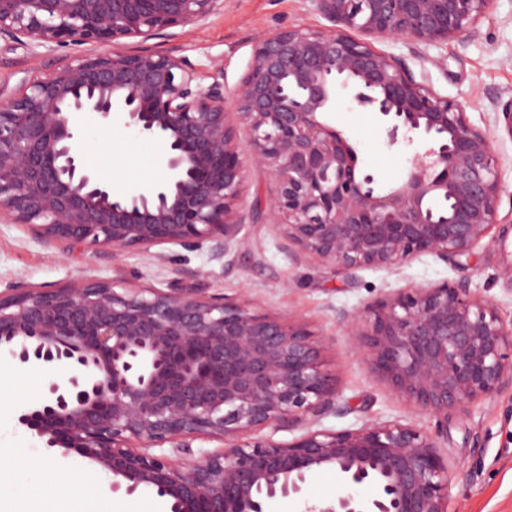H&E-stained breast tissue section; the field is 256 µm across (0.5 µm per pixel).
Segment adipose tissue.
I'll list each match as a JSON object with an SVG mask.
<instances>
[{
	"label": "adipose tissue",
	"mask_w": 512,
	"mask_h": 512,
	"mask_svg": "<svg viewBox=\"0 0 512 512\" xmlns=\"http://www.w3.org/2000/svg\"><path fill=\"white\" fill-rule=\"evenodd\" d=\"M16 447H0V512H100L101 497L91 483L77 482L63 472L48 473L46 481L24 482L10 463Z\"/></svg>",
	"instance_id": "ef3b65f1"
}]
</instances>
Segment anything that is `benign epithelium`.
I'll use <instances>...</instances> for the list:
<instances>
[{"label":"benign epithelium","mask_w":512,"mask_h":512,"mask_svg":"<svg viewBox=\"0 0 512 512\" xmlns=\"http://www.w3.org/2000/svg\"><path fill=\"white\" fill-rule=\"evenodd\" d=\"M330 22L260 39L224 107V70L201 84L183 57L145 45L199 25L224 0H0V38L54 52L92 45L26 80L0 101V222L82 249L210 244L221 259L244 243L237 205L251 162L274 178L265 201L288 241L346 270L398 268L434 254L455 263L498 223L504 190L494 135L466 107L416 78L366 36L438 46L475 35L494 0H312ZM144 46L122 51V39ZM380 115L389 145L418 138L405 176L381 189L328 123L338 89ZM120 118L161 148L166 178L119 194L77 147L75 118ZM354 352L406 404L436 418L329 432L338 412L325 370L329 345L303 325L249 302L192 289L146 291L93 280L80 287L0 294V354L25 367L54 364L18 423L48 448L74 452L112 476V491H149L170 512H448L453 457L441 450L448 412L512 385V322L464 285L402 289L351 318ZM302 426L287 444L261 431ZM218 440L221 452H194ZM139 443L142 450L133 449ZM336 476L322 505L303 501L314 474ZM376 487L363 499L358 489Z\"/></svg>","instance_id":"obj_1"}]
</instances>
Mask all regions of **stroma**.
Segmentation results:
<instances>
[{
  "instance_id": "obj_1",
  "label": "stroma",
  "mask_w": 512,
  "mask_h": 512,
  "mask_svg": "<svg viewBox=\"0 0 512 512\" xmlns=\"http://www.w3.org/2000/svg\"><path fill=\"white\" fill-rule=\"evenodd\" d=\"M328 21L312 0H224L223 12L206 23L168 30L153 39L157 50L182 56L208 76L214 65L224 68V105L233 108L234 92L246 76L253 47L263 35L288 27L321 29ZM374 47L404 58L417 78L437 92L462 102L475 126L492 129L506 189L499 223L470 255L447 263L423 254L396 269L364 266L336 269L290 246L256 202L275 189L269 172L250 164V142L238 135V151L247 163L238 202L247 244L223 260L209 249L188 251L161 244L113 252L86 253L62 242L33 236L20 224L0 223V290L79 287L90 280L116 282L122 288H194L203 295L242 298L262 312L300 322L328 343L326 369L333 378L342 414L320 417L328 431L356 429L371 422L400 421L427 433L435 420L408 407L353 352L349 318L381 298L413 285L467 282L476 294L492 300L505 321H512V136L495 121L496 111L512 98V0H493L474 37L411 53L403 42L374 39ZM444 65H437V58ZM25 46L0 39V98L9 99L22 80L48 66ZM332 122L358 147L363 166L382 182L402 177L420 142L389 145L378 113L351 107L338 96ZM81 147L101 182L115 181L139 190L159 183L163 166L159 147L134 135L118 120L100 123L95 114L80 116ZM56 370L13 367L8 396L0 401V433L23 450L21 475L28 480L59 470L91 478L94 487L122 503L127 512H145L155 495L113 492L112 479L97 464L78 455L65 456L17 423L21 411L36 399ZM448 449L455 459L449 512H512V387L476 403L468 414L448 418Z\"/></svg>"
}]
</instances>
